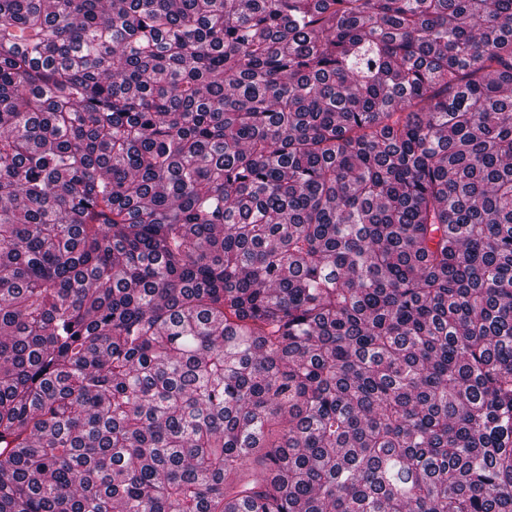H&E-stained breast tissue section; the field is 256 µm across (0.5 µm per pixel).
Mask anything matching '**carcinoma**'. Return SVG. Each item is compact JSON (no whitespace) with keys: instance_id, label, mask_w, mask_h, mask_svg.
Segmentation results:
<instances>
[{"instance_id":"obj_1","label":"carcinoma","mask_w":512,"mask_h":512,"mask_svg":"<svg viewBox=\"0 0 512 512\" xmlns=\"http://www.w3.org/2000/svg\"><path fill=\"white\" fill-rule=\"evenodd\" d=\"M0 512H512V0H0Z\"/></svg>"}]
</instances>
